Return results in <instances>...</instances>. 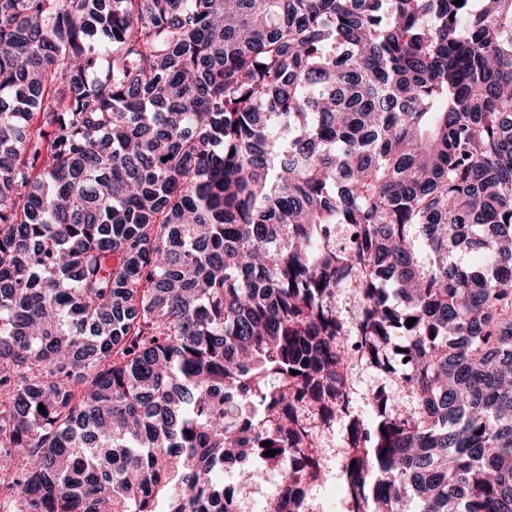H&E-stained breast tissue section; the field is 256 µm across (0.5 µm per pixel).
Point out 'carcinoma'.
<instances>
[{
  "instance_id": "1",
  "label": "carcinoma",
  "mask_w": 512,
  "mask_h": 512,
  "mask_svg": "<svg viewBox=\"0 0 512 512\" xmlns=\"http://www.w3.org/2000/svg\"><path fill=\"white\" fill-rule=\"evenodd\" d=\"M353 358L356 512H512V0H0L13 512H305ZM361 297L355 288L341 289L336 298V307L346 326L353 325L360 310ZM348 373L350 400L352 401L350 410L367 424H371L373 421V393L384 383L389 387L391 394L402 408L410 409L414 407L413 398L404 392L398 383L391 379L385 380V377L364 361L359 359L353 361L348 367ZM264 469L262 476L256 486L252 485L244 494L242 499V508L246 512H261L266 502L269 500L267 497V488L272 484L276 478L279 479V473L276 470L270 468ZM276 476V477H275Z\"/></svg>"
}]
</instances>
